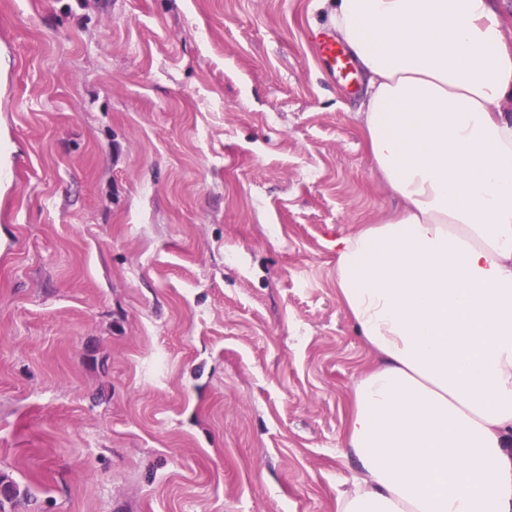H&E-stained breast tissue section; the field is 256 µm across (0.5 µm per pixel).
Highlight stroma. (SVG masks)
I'll list each match as a JSON object with an SVG mask.
<instances>
[{
	"label": "stroma",
	"mask_w": 512,
	"mask_h": 512,
	"mask_svg": "<svg viewBox=\"0 0 512 512\" xmlns=\"http://www.w3.org/2000/svg\"><path fill=\"white\" fill-rule=\"evenodd\" d=\"M316 0H0L5 512H336L397 200ZM320 58L336 76V71L345 80L353 77V68L351 62L344 51L336 46V43L330 40H323L319 44Z\"/></svg>",
	"instance_id": "35a3bbf8"
}]
</instances>
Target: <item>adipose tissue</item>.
<instances>
[{
    "label": "adipose tissue",
    "mask_w": 512,
    "mask_h": 512,
    "mask_svg": "<svg viewBox=\"0 0 512 512\" xmlns=\"http://www.w3.org/2000/svg\"><path fill=\"white\" fill-rule=\"evenodd\" d=\"M403 207L328 242L375 356L337 512H512V41L493 0H321Z\"/></svg>",
    "instance_id": "obj_1"
}]
</instances>
